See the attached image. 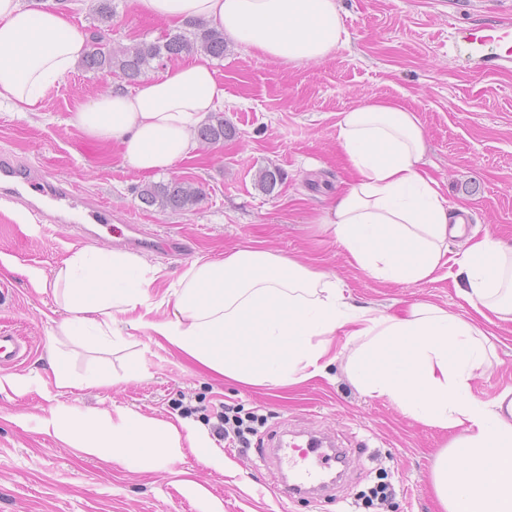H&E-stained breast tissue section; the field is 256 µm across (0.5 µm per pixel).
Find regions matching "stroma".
Returning <instances> with one entry per match:
<instances>
[{
  "label": "stroma",
  "instance_id": "obj_1",
  "mask_svg": "<svg viewBox=\"0 0 512 512\" xmlns=\"http://www.w3.org/2000/svg\"><path fill=\"white\" fill-rule=\"evenodd\" d=\"M112 46L154 41L171 32L165 21L117 0ZM348 40L321 62L288 63L227 41L214 66L224 82V117L236 131L178 162L176 175L202 183L203 200L192 210L143 209L138 191L150 183L123 161L115 143L89 140L73 123L75 112L104 90L122 89L109 78L73 67L35 113L0 106V150L25 161L35 175L73 184V208L38 199L36 207L0 192V328L31 339L35 351L16 374L33 377L21 395L0 394V512H442L431 474L438 453L460 437L405 415L391 400L361 393L343 362L326 376L287 387L246 386L212 376L174 350L137 330L114 348L73 345L59 333L63 309L52 294L37 293L27 272L45 275L75 251H129L125 225L144 233L169 232L190 246L182 256L142 251L163 276L148 290L158 302L202 256L255 247L291 257L335 275L348 302L391 314L425 300L465 318L472 310L451 280L393 284L352 265L335 237L313 219L350 175L337 150L342 111L365 100H397L415 111L425 131L422 165L449 205L467 210L465 237L491 235L512 246V12L504 0H338ZM279 168L273 192L255 175ZM109 206L106 224H74L86 205ZM493 353L470 381L472 395L491 401L512 388V320L482 322ZM67 356L78 379L106 368L111 381L59 388L48 367L50 353ZM194 406L182 416L180 404ZM227 404L241 415L264 418L247 451L224 448L217 470L184 449L172 461L150 465L88 457L38 422L56 406L74 414L127 409L165 421L203 425L204 415ZM334 439L346 452L335 488L319 496H279L268 456L271 436L282 429ZM385 479L395 493L370 506L359 492Z\"/></svg>",
  "mask_w": 512,
  "mask_h": 512
}]
</instances>
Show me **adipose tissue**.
Masks as SVG:
<instances>
[{"label":"adipose tissue","instance_id":"1","mask_svg":"<svg viewBox=\"0 0 512 512\" xmlns=\"http://www.w3.org/2000/svg\"><path fill=\"white\" fill-rule=\"evenodd\" d=\"M141 13L201 21L237 43L285 62H317L347 38L337 0H134ZM86 51L84 37L50 0H0V103L38 111ZM224 105V84L207 58L167 68L125 92L98 96L74 121L90 139L112 141L145 174L190 157L192 131ZM338 149L351 178L316 218L350 262L389 283L435 279L451 268L467 320L426 301L400 314L351 305L331 274L269 251L241 248L199 260L168 288L173 310L161 319L148 300L157 268L122 251L74 253L55 278L29 270L37 292L65 312L61 331L87 345L120 338L117 314L148 330L203 371L247 386H291L324 375L337 359L332 336L352 350L345 369L364 394L390 398L412 418L464 428L437 456L434 493L443 512H512V396L483 402L470 380L488 360L478 318L512 317V247L491 236L468 241L456 258L448 240L463 234L436 180L419 166L424 128L402 102L371 101L343 112ZM41 430L90 457L150 462L197 449L223 469L224 455L190 424L126 411L50 410Z\"/></svg>","mask_w":512,"mask_h":512}]
</instances>
